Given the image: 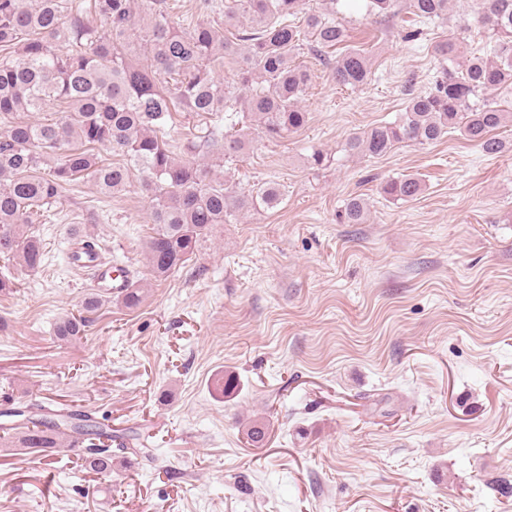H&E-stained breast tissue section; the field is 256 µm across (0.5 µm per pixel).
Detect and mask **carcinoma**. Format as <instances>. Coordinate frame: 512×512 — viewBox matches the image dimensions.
Wrapping results in <instances>:
<instances>
[{"label":"carcinoma","instance_id":"cac0c4a2","mask_svg":"<svg viewBox=\"0 0 512 512\" xmlns=\"http://www.w3.org/2000/svg\"><path fill=\"white\" fill-rule=\"evenodd\" d=\"M302 5L303 0H224V19L249 21V29L238 35L247 43L242 50L209 22H175L165 0H141L138 10L134 0H0V293L16 287L13 264L27 272L40 267L44 252L31 225L80 178L112 196L127 189L132 168L141 171L153 224L145 254L156 280L200 254L230 218L276 207L282 200L278 184L234 190L205 157L217 154L227 162L245 152L246 135L233 123L224 125L238 110L272 139L306 126L301 100L310 74L295 64L306 47L316 53L344 48L330 67L336 83L358 87L369 79L368 57L349 45V30L326 14H301ZM406 5L414 26L404 38L414 42L423 34L420 25L448 16L450 0H406ZM474 19L495 37L493 57L468 55L451 38L435 43L434 54L448 65L441 66L432 86L411 95L399 120L349 137L347 152L383 156L398 143H433L455 128L487 154L505 149L495 131L512 122V113L485 95L512 87V0H477ZM226 58L232 65L229 80L214 76ZM54 102L64 106L56 120L21 118ZM173 112L210 120L208 135L189 142L181 157L167 138ZM101 153L121 155L125 162L105 163ZM420 191L414 177L384 187L395 201H411ZM366 210L363 199H349L343 223H363ZM121 302L139 307L141 285L129 282ZM101 306L98 295H87L79 314L59 319L56 339L86 335L89 314ZM0 414L14 418L0 424V440L47 461L58 448H82L86 470L109 474L117 465L113 450L143 452L89 409L37 404ZM267 434L263 421L246 429L255 447Z\"/></svg>","mask_w":512,"mask_h":512}]
</instances>
